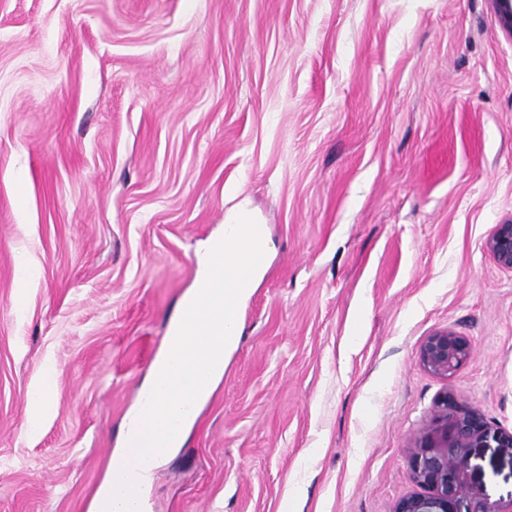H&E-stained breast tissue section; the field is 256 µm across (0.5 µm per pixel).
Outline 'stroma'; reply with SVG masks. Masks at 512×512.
Wrapping results in <instances>:
<instances>
[{
	"label": "stroma",
	"mask_w": 512,
	"mask_h": 512,
	"mask_svg": "<svg viewBox=\"0 0 512 512\" xmlns=\"http://www.w3.org/2000/svg\"><path fill=\"white\" fill-rule=\"evenodd\" d=\"M236 212L267 268L148 512H393L447 389L512 430L493 0H0V512H88ZM448 328L446 379L419 351ZM467 474L512 507V450ZM485 247L500 267L512 270V219L494 226ZM472 355V346L466 336L451 329L438 330L425 338L420 348V361L430 372L451 377Z\"/></svg>",
	"instance_id": "1"
}]
</instances>
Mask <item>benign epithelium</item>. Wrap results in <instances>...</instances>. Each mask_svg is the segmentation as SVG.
<instances>
[{
	"label": "benign epithelium",
	"mask_w": 512,
	"mask_h": 512,
	"mask_svg": "<svg viewBox=\"0 0 512 512\" xmlns=\"http://www.w3.org/2000/svg\"><path fill=\"white\" fill-rule=\"evenodd\" d=\"M502 26L512 32V0H494ZM496 263L512 270V219L494 226L485 242ZM472 355L470 340L451 329L425 338L420 361L430 372L450 377ZM433 427L412 448L411 478L427 493H412L398 500L393 512H501L481 493L465 485V462L471 448H512V431L492 426L482 414L455 393L444 391L435 399Z\"/></svg>",
	"instance_id": "obj_1"
}]
</instances>
